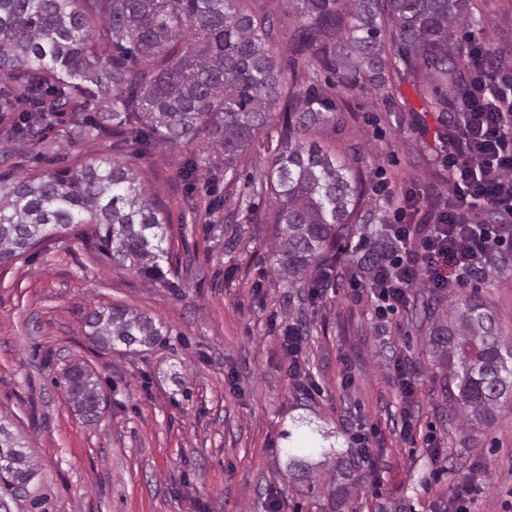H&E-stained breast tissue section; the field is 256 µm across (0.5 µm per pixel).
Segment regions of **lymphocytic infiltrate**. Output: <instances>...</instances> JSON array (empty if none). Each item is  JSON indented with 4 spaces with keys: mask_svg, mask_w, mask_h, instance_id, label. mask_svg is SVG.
I'll return each instance as SVG.
<instances>
[{
    "mask_svg": "<svg viewBox=\"0 0 512 512\" xmlns=\"http://www.w3.org/2000/svg\"><path fill=\"white\" fill-rule=\"evenodd\" d=\"M469 68L481 75L466 91L468 109L459 113L439 161L448 171L452 195L427 203L418 223L398 224L392 255L368 270L376 302L403 306L426 283L421 257L458 247L461 265L480 267L484 252L512 244L504 233L512 222V67L473 53Z\"/></svg>",
    "mask_w": 512,
    "mask_h": 512,
    "instance_id": "1",
    "label": "lymphocytic infiltrate"
}]
</instances>
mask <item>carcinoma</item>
Returning a JSON list of instances; mask_svg holds the SVG:
<instances>
[{
  "label": "carcinoma",
  "instance_id": "cac0c4a2",
  "mask_svg": "<svg viewBox=\"0 0 512 512\" xmlns=\"http://www.w3.org/2000/svg\"><path fill=\"white\" fill-rule=\"evenodd\" d=\"M293 16L285 47L277 45L272 12L249 0H0V133L38 140L37 130L63 123L65 111L98 108L97 116L62 130L71 143L109 133L145 154L152 144L184 152L182 175L196 179L198 151L224 155L230 168L257 135L274 128L268 169L248 182L270 193L277 272L295 284L331 258L359 226L365 193L350 163L307 142L346 106L334 102L371 86L388 95L403 75L426 112L437 114L448 141V108L462 105L475 73L463 63L456 30L476 22L471 0H280ZM404 54L395 65L387 44ZM291 56L287 82L281 50ZM283 104L279 119L273 108ZM164 209L148 195L128 162L101 159L19 177H0V265L49 239H64L80 224L94 225L102 249L164 281L161 262ZM439 285L427 306L428 353L442 379L448 411L464 432L491 423L512 404V336L496 311L475 294L448 301L463 275L454 250L428 260ZM85 327L94 341L151 346L163 336L144 314L97 307ZM62 383L87 423L100 418L102 397L94 374L74 363ZM300 446L288 454L289 483L303 488L317 509L357 512L353 498L366 480L360 449L335 456L326 487ZM0 496L29 485L32 469L21 442L0 424Z\"/></svg>",
  "mask_w": 512,
  "mask_h": 512
}]
</instances>
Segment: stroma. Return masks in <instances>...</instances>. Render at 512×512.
<instances>
[{
    "instance_id": "obj_1",
    "label": "stroma",
    "mask_w": 512,
    "mask_h": 512,
    "mask_svg": "<svg viewBox=\"0 0 512 512\" xmlns=\"http://www.w3.org/2000/svg\"><path fill=\"white\" fill-rule=\"evenodd\" d=\"M473 2L482 17L476 36L512 59V0ZM347 105L341 126L323 124L309 140L360 170L366 222L390 224L396 210L411 212L409 193L447 195L436 115L421 111L408 82H395L389 97L355 92ZM3 155L0 175L14 178L125 158L109 137L40 153L1 139ZM264 159L248 150L228 175L222 156L204 153L191 185L168 147L133 159L168 220L166 282L113 262L89 224L0 267V420L26 442L35 471L11 512H269L275 500L280 512H296L302 499L285 475L286 435L302 428L330 432L336 451L365 450L373 474L360 512L380 500L438 512L449 484L472 471L480 480L474 512H505L512 409L466 435L443 415L420 328L429 290L413 289L398 311H378L354 239L324 264V277L289 288L273 268L269 225L248 223L237 208ZM381 179L389 197L372 191ZM465 289L479 291L512 335V263ZM112 305L150 317L165 337L151 347L93 343L86 313ZM300 320L307 332L295 375L282 340ZM73 362L94 371L106 402L92 425L54 384ZM404 368L419 378L409 405Z\"/></svg>"
}]
</instances>
